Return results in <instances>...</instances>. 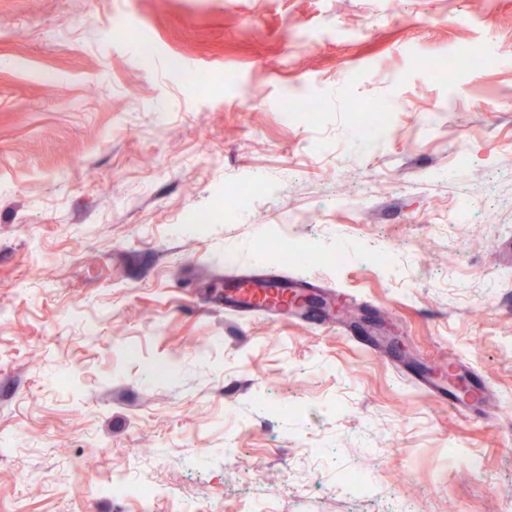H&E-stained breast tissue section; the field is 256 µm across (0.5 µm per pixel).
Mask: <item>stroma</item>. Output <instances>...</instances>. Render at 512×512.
<instances>
[{
  "label": "stroma",
  "mask_w": 512,
  "mask_h": 512,
  "mask_svg": "<svg viewBox=\"0 0 512 512\" xmlns=\"http://www.w3.org/2000/svg\"><path fill=\"white\" fill-rule=\"evenodd\" d=\"M463 46L493 63L421 64ZM231 261L353 294L402 353L225 312ZM454 359L477 419L411 381ZM143 484L152 512L512 503V0H0V512Z\"/></svg>",
  "instance_id": "1"
}]
</instances>
